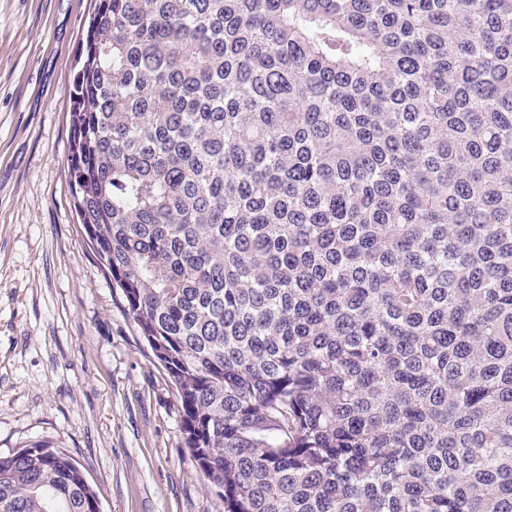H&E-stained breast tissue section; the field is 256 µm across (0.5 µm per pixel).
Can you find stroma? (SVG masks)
I'll use <instances>...</instances> for the list:
<instances>
[{
    "instance_id": "35a3bbf8",
    "label": "stroma",
    "mask_w": 512,
    "mask_h": 512,
    "mask_svg": "<svg viewBox=\"0 0 512 512\" xmlns=\"http://www.w3.org/2000/svg\"><path fill=\"white\" fill-rule=\"evenodd\" d=\"M92 9L0 0V456L67 450L103 512H224L69 192V91Z\"/></svg>"
}]
</instances>
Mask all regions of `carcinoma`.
Listing matches in <instances>:
<instances>
[{
  "label": "carcinoma",
  "instance_id": "1",
  "mask_svg": "<svg viewBox=\"0 0 512 512\" xmlns=\"http://www.w3.org/2000/svg\"><path fill=\"white\" fill-rule=\"evenodd\" d=\"M70 102L224 512H512V0H94ZM99 502L0 457V512Z\"/></svg>",
  "mask_w": 512,
  "mask_h": 512
}]
</instances>
